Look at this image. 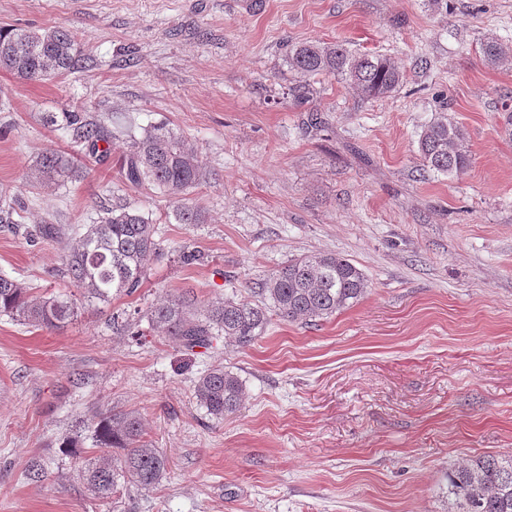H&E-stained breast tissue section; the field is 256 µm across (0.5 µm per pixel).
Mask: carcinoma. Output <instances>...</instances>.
<instances>
[{"mask_svg": "<svg viewBox=\"0 0 512 512\" xmlns=\"http://www.w3.org/2000/svg\"><path fill=\"white\" fill-rule=\"evenodd\" d=\"M485 62L492 67L512 65V47L488 40L481 44ZM79 64L74 35L65 29L0 28V70L29 81L49 80ZM288 69L298 75L293 96L305 98L310 79L332 75L347 82L362 96H390L403 79L400 67L381 55L357 53L342 44L303 42L288 50ZM67 128L75 144L109 143L112 131L85 121L78 111L68 116ZM467 133L448 114L439 112L423 128L418 153L423 165L443 175L466 170L471 159ZM35 178L43 183L65 182L78 176L72 160L57 154L37 162ZM125 180L139 186L151 183L176 200L179 224H204L205 210L186 201L190 190L208 178L196 153L166 124L144 130L134 142L123 166ZM15 202L0 191V224H13ZM155 225L138 209L116 205L99 220L86 224L76 244L67 249L65 264L70 279L88 297L108 302L114 295H131L141 286L148 257L157 253ZM368 280L352 260L319 252L288 260L264 279L259 302L229 298L200 309L184 295H170L149 310L152 327L186 351L206 348L221 333L236 347L251 345L263 335L270 313L306 323L328 319L357 304L366 294ZM75 314L74 302L63 295L37 296L25 283L0 275V315L34 327L59 329ZM196 402L218 420L238 410L242 388L238 377L222 366L209 369L193 386ZM86 439L96 454L85 459L82 477L87 490L110 500L128 485L150 489L166 473L167 459L143 438V424L133 413L94 412L86 424ZM84 439V440H86ZM84 440L66 437L60 447H83ZM448 494L462 512H512V457L480 455L448 473Z\"/></svg>", "mask_w": 512, "mask_h": 512, "instance_id": "1", "label": "carcinoma"}]
</instances>
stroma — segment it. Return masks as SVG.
Returning a JSON list of instances; mask_svg holds the SVG:
<instances>
[{
	"label": "stroma",
	"mask_w": 512,
	"mask_h": 512,
	"mask_svg": "<svg viewBox=\"0 0 512 512\" xmlns=\"http://www.w3.org/2000/svg\"><path fill=\"white\" fill-rule=\"evenodd\" d=\"M0 0V27L63 28L81 68L48 81L0 71V187L21 223L0 230V274L38 294H75L63 245L29 239L57 224L68 243L128 202L163 247L138 291L77 300L50 330L0 316V512H460L446 476L512 456V68L480 45H512V0ZM343 43L396 61L403 84L361 98L333 76L297 102L291 44ZM464 126L471 165L422 172L418 138L440 108ZM112 131L89 152L66 112ZM164 123L210 173L190 195L204 224L126 183L131 141ZM83 167L41 185L43 155ZM66 242V243H67ZM200 250L184 265L183 246ZM332 252L364 270L365 296L330 319L272 317L246 349L214 337L188 352L146 312L174 293L247 298L289 259ZM221 365L238 411L218 420L193 385ZM137 413L168 460L149 490L102 501L83 456L59 445L94 409ZM47 477L27 478L32 457ZM481 52L485 62L492 67L512 65V47L507 44L488 40L481 44Z\"/></svg>",
	"instance_id": "35a3bbf8"
}]
</instances>
